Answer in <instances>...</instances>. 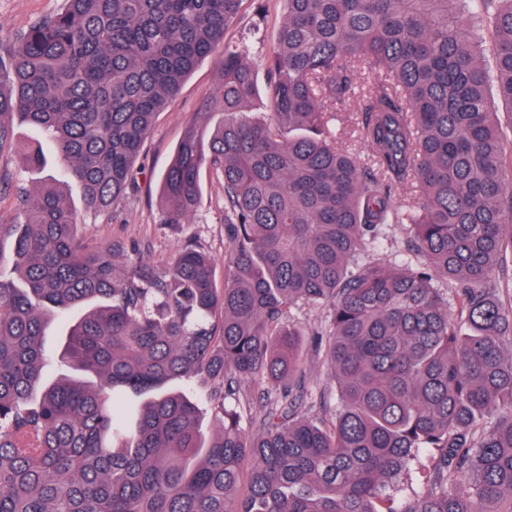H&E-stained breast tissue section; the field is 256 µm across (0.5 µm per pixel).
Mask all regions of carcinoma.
<instances>
[{"label": "carcinoma", "mask_w": 512, "mask_h": 512, "mask_svg": "<svg viewBox=\"0 0 512 512\" xmlns=\"http://www.w3.org/2000/svg\"><path fill=\"white\" fill-rule=\"evenodd\" d=\"M243 2L61 0L13 46L0 153L17 112L95 213L124 198L184 79L218 64L161 200L183 224L202 171L220 175L224 277L190 241L163 271L136 254L118 271L83 245L58 181L19 192L24 223L0 224V512H512V145L486 96L512 109V0H281L265 120L228 40ZM351 98L363 163L330 128ZM18 154L47 165L39 141ZM390 224L412 226L422 263L363 261ZM306 304L329 305L316 347L337 397L312 416L291 320ZM192 379L211 384L209 439L166 390ZM240 380L275 393L253 432L230 402ZM424 450V490L391 506Z\"/></svg>", "instance_id": "obj_1"}]
</instances>
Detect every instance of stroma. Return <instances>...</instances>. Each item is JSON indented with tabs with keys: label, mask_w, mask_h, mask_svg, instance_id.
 <instances>
[{
	"label": "stroma",
	"mask_w": 512,
	"mask_h": 512,
	"mask_svg": "<svg viewBox=\"0 0 512 512\" xmlns=\"http://www.w3.org/2000/svg\"><path fill=\"white\" fill-rule=\"evenodd\" d=\"M60 5L61 0H0V59L9 60L16 36ZM282 11L277 0H245L229 32L234 41L248 45L249 59L261 83L266 77L259 51L262 43L272 42ZM219 82L220 70L210 59L184 80L166 109L157 115L134 162V185L115 210L108 213L87 211L79 185L72 181L64 183V191L77 211L79 231L86 245L92 249L120 245V252L112 256L115 266L124 265L126 251L133 249L144 261L165 268L188 238L194 239L216 259H223L224 188L212 171L203 172L200 203L186 223H166L160 205V180L174 158L183 130ZM56 170L53 164L43 173L24 169L16 150L0 154V222L23 223L24 215L15 202L17 188L39 186L46 174ZM408 240L405 225H391L370 254L403 268L416 265L419 258L410 251ZM303 359L308 380L302 395V412L316 414L323 407H334V395L324 392L330 383L328 371L322 360L315 356L311 344H304Z\"/></svg>",
	"instance_id": "obj_1"
}]
</instances>
